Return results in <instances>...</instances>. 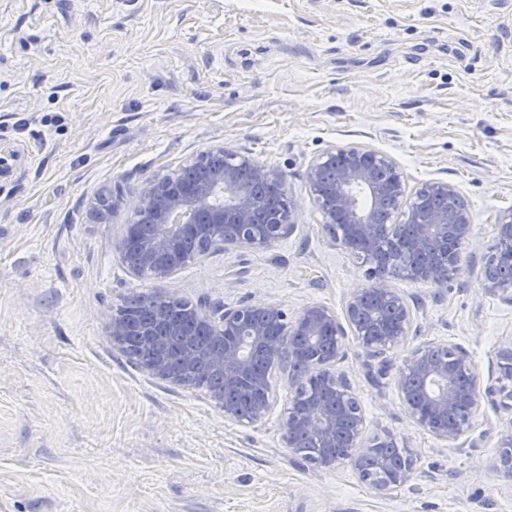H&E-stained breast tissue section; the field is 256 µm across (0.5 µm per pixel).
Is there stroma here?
<instances>
[{"instance_id":"stroma-1","label":"stroma","mask_w":512,"mask_h":512,"mask_svg":"<svg viewBox=\"0 0 512 512\" xmlns=\"http://www.w3.org/2000/svg\"><path fill=\"white\" fill-rule=\"evenodd\" d=\"M215 147L284 174L295 230L161 282L135 276L116 242L142 183ZM334 147L390 156L411 192L454 184L471 213L447 287L392 280L418 308L393 365L456 343L480 379L498 375L512 303L482 272L493 217L512 208V0H0V149L33 151L0 177V512H512V475L491 466L512 413L486 408L448 444L357 344L342 368L366 436L392 434L417 459L387 495L285 447L286 376L264 419L234 424L205 390L129 364L107 332L147 289L209 311L344 313L365 268L306 182ZM117 185L122 203L100 215Z\"/></svg>"}]
</instances>
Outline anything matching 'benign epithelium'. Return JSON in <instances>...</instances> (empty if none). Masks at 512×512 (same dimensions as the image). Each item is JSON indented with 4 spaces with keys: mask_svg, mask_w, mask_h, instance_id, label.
<instances>
[{
    "mask_svg": "<svg viewBox=\"0 0 512 512\" xmlns=\"http://www.w3.org/2000/svg\"><path fill=\"white\" fill-rule=\"evenodd\" d=\"M202 178L183 185L164 177L147 180L141 187L135 211L154 217L158 230L140 256V268L164 280L175 273L170 256L183 238L196 231L193 217L204 216L220 229L209 238L212 249L267 245L295 229L297 203L288 199L281 220L263 228L256 225L255 185L280 182L283 174L246 156L236 155L219 166L204 164ZM307 183L325 219L333 241L367 266L368 284L347 302L344 317L333 309L313 304L290 313L279 304L249 303L226 308L216 315L197 308L195 318L205 322L215 348L205 355L188 352L184 363L203 364L223 374V387L210 394L224 418L240 424L258 422L270 411L272 399H258L247 413L228 397L253 373L252 352L261 348L273 355L286 353L288 363L309 361L325 382L330 397L310 389L309 375L288 377L289 407L283 422V441L297 447V437L315 436L320 443L309 462L331 469L349 461L359 475L380 494L406 485L416 469V458L405 448L408 463L396 471L377 450L394 446L391 436L364 437L365 418L344 361L346 340H354L369 356L391 364L387 354L405 343L415 322L407 298L391 287L394 277L430 286L445 287L462 270V250L472 237L470 211L460 190L444 181L425 184L421 192L442 203L427 212L408 207L405 219L414 226L407 243L396 241V224H378L376 212L392 202L406 200L407 186L397 163L370 149H330L307 169ZM496 242H512V209L495 214ZM501 251L494 247L486 259L483 288L512 303V282L498 272ZM109 335L119 343L128 334L125 318L112 313ZM150 373L173 384L182 381L179 371L159 359ZM399 400L413 422L436 438L463 445L473 430L483 402L512 412V387L496 379L481 386L470 354L457 344L429 342L411 350L396 375ZM495 468L512 474V427L503 430Z\"/></svg>",
    "mask_w": 512,
    "mask_h": 512,
    "instance_id": "7a95c632",
    "label": "benign epithelium"
}]
</instances>
